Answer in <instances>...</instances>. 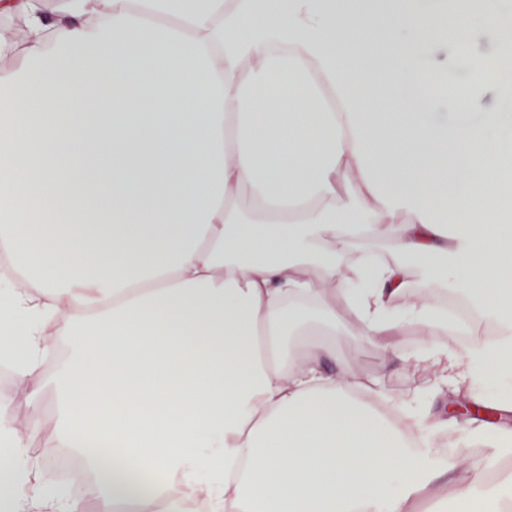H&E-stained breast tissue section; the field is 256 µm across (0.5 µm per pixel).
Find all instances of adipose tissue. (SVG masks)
<instances>
[{
  "label": "adipose tissue",
  "mask_w": 512,
  "mask_h": 512,
  "mask_svg": "<svg viewBox=\"0 0 512 512\" xmlns=\"http://www.w3.org/2000/svg\"><path fill=\"white\" fill-rule=\"evenodd\" d=\"M0 512H82L28 448L91 466L98 512H171L180 482L217 512H411L433 477L422 423L321 372L339 296L368 341L428 335L413 363L454 393L512 374V344L448 348L432 294L453 286L512 322V125L484 101L512 44L449 89L435 44L464 49L492 0H0ZM467 107L432 123L400 93ZM392 262L344 263L354 237ZM427 291L414 295V265ZM359 287H351V280ZM90 317L73 327L70 310ZM70 334L52 434L36 381ZM25 417L24 430L14 422ZM169 476L149 491L126 461ZM202 462L208 480L192 479Z\"/></svg>",
  "instance_id": "obj_1"
}]
</instances>
